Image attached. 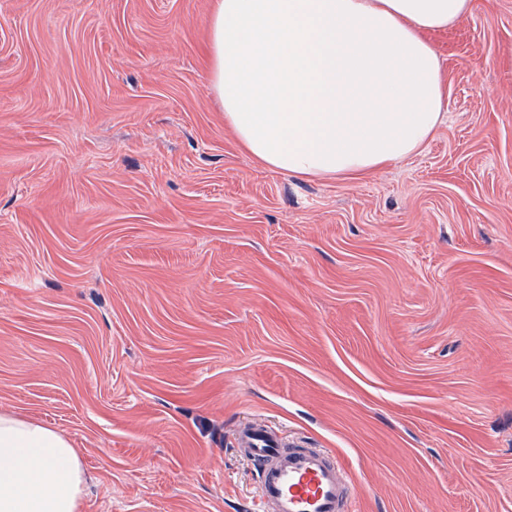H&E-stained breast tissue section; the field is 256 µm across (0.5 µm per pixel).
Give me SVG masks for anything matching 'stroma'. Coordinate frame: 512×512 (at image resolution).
Masks as SVG:
<instances>
[{"label":"stroma","instance_id":"1","mask_svg":"<svg viewBox=\"0 0 512 512\" xmlns=\"http://www.w3.org/2000/svg\"><path fill=\"white\" fill-rule=\"evenodd\" d=\"M213 0H0V410L80 512H259L237 428L327 452L352 512H512V0L433 35L427 145L264 167L207 76Z\"/></svg>","mask_w":512,"mask_h":512}]
</instances>
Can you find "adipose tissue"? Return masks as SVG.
<instances>
[{
    "mask_svg": "<svg viewBox=\"0 0 512 512\" xmlns=\"http://www.w3.org/2000/svg\"><path fill=\"white\" fill-rule=\"evenodd\" d=\"M473 0H215L208 74L224 123L270 169L357 176L417 153L442 121L431 33ZM71 441L0 412V512H80Z\"/></svg>",
    "mask_w": 512,
    "mask_h": 512,
    "instance_id": "adipose-tissue-1",
    "label": "adipose tissue"
}]
</instances>
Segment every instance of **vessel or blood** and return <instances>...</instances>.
<instances>
[{
    "mask_svg": "<svg viewBox=\"0 0 512 512\" xmlns=\"http://www.w3.org/2000/svg\"><path fill=\"white\" fill-rule=\"evenodd\" d=\"M235 441L240 454L260 467L256 493L262 512H348L353 490L329 454L289 447L260 422L239 429Z\"/></svg>",
    "mask_w": 512,
    "mask_h": 512,
    "instance_id": "b4317fda",
    "label": "vessel or blood"
}]
</instances>
